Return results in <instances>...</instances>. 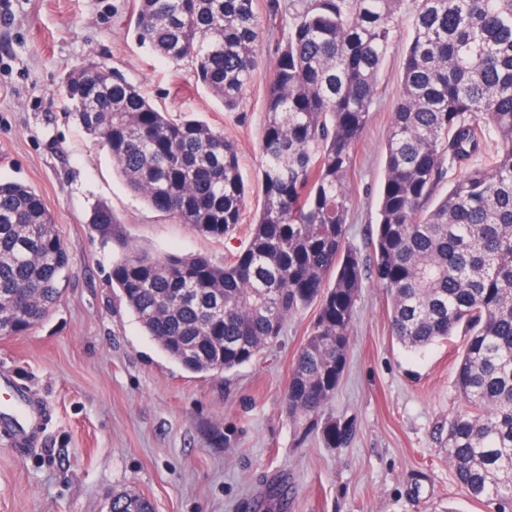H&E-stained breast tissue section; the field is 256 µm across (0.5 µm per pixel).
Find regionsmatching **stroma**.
Here are the masks:
<instances>
[{"label":"stroma","mask_w":512,"mask_h":512,"mask_svg":"<svg viewBox=\"0 0 512 512\" xmlns=\"http://www.w3.org/2000/svg\"><path fill=\"white\" fill-rule=\"evenodd\" d=\"M415 9L403 0L352 152L346 241L365 261ZM131 10L132 0H12L11 21L0 24V179L40 194L70 257L45 318L24 335L0 336V371L51 408L24 454L0 437V512H108L122 491L147 497L155 512H494L458 484L440 451L449 415L463 408L454 386L463 334L407 352L391 334L374 275L357 298L346 368L326 408L355 427L335 448L286 411L315 307L290 316L277 342L226 374L184 370L127 309L111 283L116 255L88 222L94 204L112 208L138 249L220 264L243 249L262 197L252 193L241 224L221 238L152 209L72 119L64 78L90 61L118 69L159 109L223 130L254 184L263 94L286 32L256 0L265 66L242 111L228 112L187 67L136 41Z\"/></svg>","instance_id":"obj_1"}]
</instances>
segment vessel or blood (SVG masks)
I'll return each mask as SVG.
<instances>
[{
  "instance_id": "vessel-or-blood-1",
  "label": "vessel or blood",
  "mask_w": 512,
  "mask_h": 512,
  "mask_svg": "<svg viewBox=\"0 0 512 512\" xmlns=\"http://www.w3.org/2000/svg\"><path fill=\"white\" fill-rule=\"evenodd\" d=\"M42 409L10 377H0V431L17 448H24L41 430Z\"/></svg>"
}]
</instances>
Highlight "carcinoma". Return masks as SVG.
Listing matches in <instances>:
<instances>
[{
  "label": "carcinoma",
  "instance_id": "carcinoma-1",
  "mask_svg": "<svg viewBox=\"0 0 512 512\" xmlns=\"http://www.w3.org/2000/svg\"><path fill=\"white\" fill-rule=\"evenodd\" d=\"M402 0H267L287 14L265 87L262 204L246 246L218 265L135 249L112 209L90 215L119 257L112 284L172 360L229 372L316 305L288 382V416L347 443L353 423L321 413L336 394L366 268L346 241L352 148L368 125ZM138 42L191 70L227 112L262 64L254 0H135ZM386 140L370 268L391 332L416 352L462 329L444 458L458 483L512 512V0H417ZM90 61L67 76L74 120L100 140L125 184L154 209L222 238L248 184L238 148L207 123L153 106L122 74ZM488 164L474 159L490 143ZM69 255L41 196L0 180V335H20L57 301ZM110 512H154L135 492Z\"/></svg>",
  "mask_w": 512,
  "mask_h": 512
}]
</instances>
